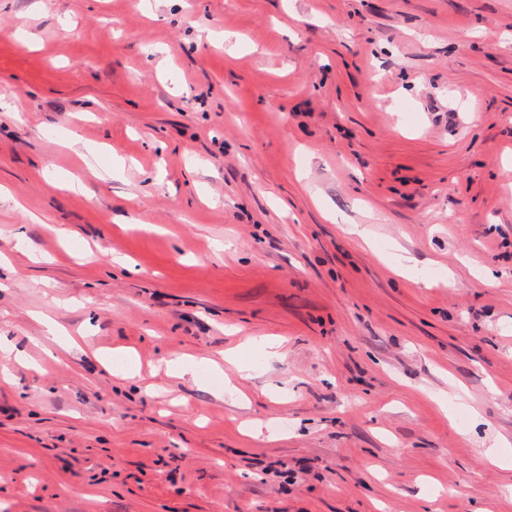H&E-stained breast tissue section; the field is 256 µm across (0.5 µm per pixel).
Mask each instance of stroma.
I'll use <instances>...</instances> for the list:
<instances>
[{"mask_svg":"<svg viewBox=\"0 0 512 512\" xmlns=\"http://www.w3.org/2000/svg\"><path fill=\"white\" fill-rule=\"evenodd\" d=\"M506 34L0 0V512H512Z\"/></svg>","mask_w":512,"mask_h":512,"instance_id":"obj_1","label":"stroma"}]
</instances>
